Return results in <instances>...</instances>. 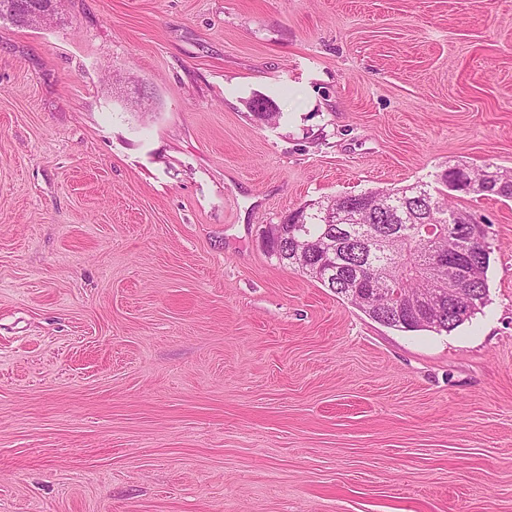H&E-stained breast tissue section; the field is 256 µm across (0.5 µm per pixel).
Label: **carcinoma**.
<instances>
[{"mask_svg":"<svg viewBox=\"0 0 512 512\" xmlns=\"http://www.w3.org/2000/svg\"><path fill=\"white\" fill-rule=\"evenodd\" d=\"M255 115L272 122L280 117L273 102L267 98L253 100ZM487 174H498L506 183L492 182L491 190L474 184L465 186L460 176L462 167H450L440 182L451 191L477 196H497L512 200V172L492 164L483 167ZM427 191L434 201L443 202V216L455 217L457 233L448 234V221L429 215L418 188ZM303 222L275 225L268 235L270 252L280 264L320 282L334 294L344 298L366 313L372 320L399 331L430 330L451 332L481 310L487 296L486 272L490 264L491 247L487 234L475 238L473 228L479 225L471 214L448 200V194L428 184H413L399 189L368 191L356 195L338 196L303 206ZM425 223L433 226L426 235L419 231ZM381 239L388 257L370 252L356 244L361 232ZM432 252H443L454 259H473L477 268L473 280L463 288L473 295L472 312L466 317L449 310L448 298L438 307H411L407 295L430 288L447 287L448 272L430 280L423 276L422 266ZM374 276L381 288L400 289V297L390 308H377L366 301L369 276Z\"/></svg>","mask_w":512,"mask_h":512,"instance_id":"cac0c4a2","label":"carcinoma"}]
</instances>
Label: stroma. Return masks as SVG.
Here are the masks:
<instances>
[{"label":"stroma","mask_w":512,"mask_h":512,"mask_svg":"<svg viewBox=\"0 0 512 512\" xmlns=\"http://www.w3.org/2000/svg\"><path fill=\"white\" fill-rule=\"evenodd\" d=\"M488 163L512 169V0L0 20V512H512V200L452 195L492 254L448 333L263 240Z\"/></svg>","instance_id":"stroma-1"}]
</instances>
